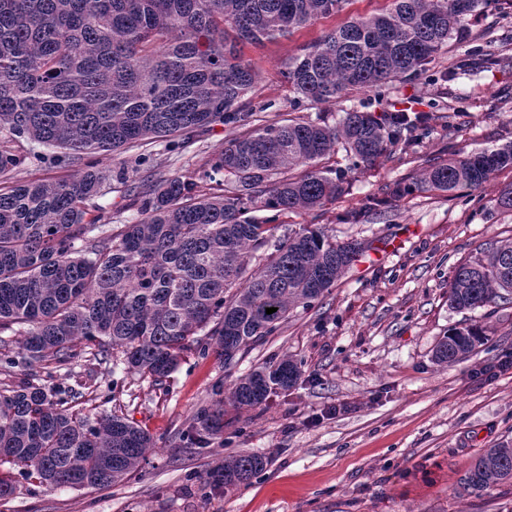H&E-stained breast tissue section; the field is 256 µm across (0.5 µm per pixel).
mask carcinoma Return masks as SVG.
<instances>
[{
    "mask_svg": "<svg viewBox=\"0 0 512 512\" xmlns=\"http://www.w3.org/2000/svg\"><path fill=\"white\" fill-rule=\"evenodd\" d=\"M491 2L512 15V0H391L381 13L351 19L285 65L294 104L327 109L352 91L418 78ZM347 3L0 0V127L15 138L57 149L58 160L72 164L159 138L188 146L214 124L241 129L205 175L213 193L186 176L132 184L121 178L140 203V219L116 232L85 222V204L105 181L92 167L71 179L0 190V499L16 493L19 476L50 487H108L155 447L128 419L79 417L56 391L14 380L15 369L49 359L68 366L80 347L100 363L118 350L128 371L156 382L184 353L213 344L229 364L292 309L322 300L370 249L338 242L322 225L283 238L275 232L280 216L348 194L350 174L383 155H417L438 115L410 107L378 113L369 101L332 125L319 115L251 128L244 103L257 83L244 45L285 37ZM510 65L512 57L476 49L439 79L459 68ZM341 149L345 167L322 165ZM20 163L0 142V175ZM424 163L416 181L394 183L386 196L342 215L343 223L356 224L416 188L450 196L477 191L512 169V141ZM501 302L512 303V237L459 262L448 286V307L459 313ZM271 307L276 312L266 313ZM7 331L22 337L15 355ZM489 333L460 322L439 339L433 360L463 361ZM302 373V362L290 356L266 362L238 379L225 400L238 409L259 406ZM223 435L224 409H201L189 437L207 443ZM267 465L266 457L244 452L210 478L230 490ZM508 483L512 441L479 454L457 487L481 498Z\"/></svg>",
    "mask_w": 512,
    "mask_h": 512,
    "instance_id": "obj_1",
    "label": "carcinoma"
}]
</instances>
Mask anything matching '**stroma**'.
<instances>
[{
    "label": "stroma",
    "mask_w": 512,
    "mask_h": 512,
    "mask_svg": "<svg viewBox=\"0 0 512 512\" xmlns=\"http://www.w3.org/2000/svg\"><path fill=\"white\" fill-rule=\"evenodd\" d=\"M389 0H350L339 14L293 34L247 45L243 57L258 74L251 95L256 116L270 123L293 110L282 70L288 58L343 22L389 8ZM512 55V17L495 7L469 22L436 58L443 69L475 46ZM384 102L440 114L425 152L440 155L496 148L512 141V68H494L447 84L431 76L393 82ZM456 111L457 133L445 117ZM217 124L202 141L171 148L159 141L101 158L106 176L90 217L120 229L134 223L138 204L116 181L201 175L214 153L234 136ZM20 165L0 187L14 182L69 179L79 167L55 160L54 149L20 141ZM416 164L380 159L354 173L350 191L336 203L282 216L287 228L319 224L338 241L371 242V249L322 303L297 308L273 334L232 364L217 348L188 353L163 380L75 358L71 368L43 364L29 375L64 393L76 390L70 410L91 419L117 414L134 421L156 446L137 472L107 488H49L20 480L0 499V512H512V488L473 498L459 495L456 479L483 449L512 441V304L495 312L460 315L448 308L455 266L485 243L512 237V212L499 205L512 187V170L482 190L456 199L417 190L393 200L359 223L342 224L345 211L361 208L387 185L411 179ZM488 324L487 342L465 361L440 365L432 350L448 328ZM290 355L304 363L292 388L260 406L224 407V436L207 444L188 440L199 410L222 402L225 390L253 368ZM253 452L268 458L263 474L233 490L207 475L227 455Z\"/></svg>",
    "instance_id": "obj_1"
}]
</instances>
